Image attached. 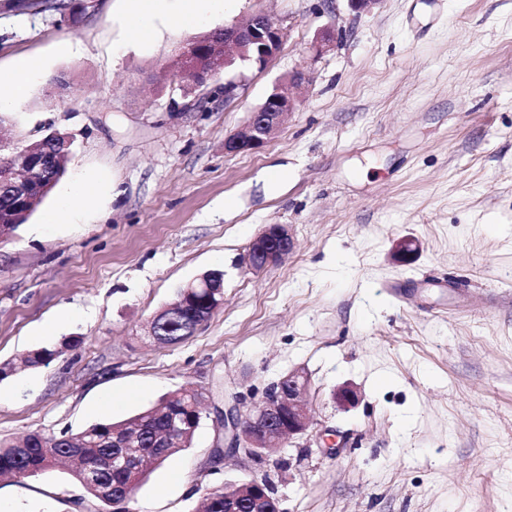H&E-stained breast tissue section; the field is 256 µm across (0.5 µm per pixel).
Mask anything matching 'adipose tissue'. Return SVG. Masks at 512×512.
I'll return each instance as SVG.
<instances>
[{
	"label": "adipose tissue",
	"mask_w": 512,
	"mask_h": 512,
	"mask_svg": "<svg viewBox=\"0 0 512 512\" xmlns=\"http://www.w3.org/2000/svg\"><path fill=\"white\" fill-rule=\"evenodd\" d=\"M209 0H126L127 37L140 40L154 20H175L184 25L195 23Z\"/></svg>",
	"instance_id": "ef3b65f1"
}]
</instances>
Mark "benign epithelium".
<instances>
[{"instance_id": "1", "label": "benign epithelium", "mask_w": 512, "mask_h": 512, "mask_svg": "<svg viewBox=\"0 0 512 512\" xmlns=\"http://www.w3.org/2000/svg\"><path fill=\"white\" fill-rule=\"evenodd\" d=\"M286 33L284 28L267 15H256L248 22L234 24L210 33V43L221 50L215 61L209 56H197L188 49L177 54V81L182 90L198 87L196 74L205 71L213 79L221 71L235 64L243 67L265 66L280 50ZM336 39L335 28L320 30L312 44L315 54L329 48ZM296 107L295 98L274 89L263 104L250 113L245 129L224 138V153L240 154L256 151L264 146L271 133ZM54 176L43 171L33 158L31 151L19 147L9 158L0 163V191L4 190L20 201L47 193ZM294 241L284 224H268L250 241L245 264L251 270H263L280 264L292 251ZM418 250L415 240H399L394 247V256L400 262L412 260ZM309 387L308 374L295 369L270 384L259 402L242 411L231 404L224 412V443L235 454L253 461L262 462L279 447V437L288 432V438L302 436L310 428L305 394ZM336 405L348 409L357 402L356 392L343 386L333 394ZM135 448L112 457L107 464L118 469H134Z\"/></svg>"}]
</instances>
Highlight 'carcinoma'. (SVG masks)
Masks as SVG:
<instances>
[{
    "mask_svg": "<svg viewBox=\"0 0 512 512\" xmlns=\"http://www.w3.org/2000/svg\"><path fill=\"white\" fill-rule=\"evenodd\" d=\"M41 161L56 176L64 175L66 158L59 156L48 143L43 146ZM220 300L221 295L212 291L188 294L184 302L167 307L157 315L155 339L168 344L185 339L211 316L215 304ZM198 396L197 390L184 388L168 397L166 404L158 410H145L119 422H97L76 435L31 434L25 438L22 448L1 440L0 475L33 476L47 470V462L69 458L77 462L76 478L89 495L99 498V487L107 485L112 489L114 498L129 503L132 501L131 472L116 469L90 471L85 463L119 452L115 436L132 435L140 446L137 475L138 479H143L159 460L165 461L179 450L191 446L195 431L202 421L201 412L196 410ZM226 495L239 499L240 512H252L251 502L239 496V488L226 490L222 486L205 494L204 512H224Z\"/></svg>",
    "mask_w": 512,
    "mask_h": 512,
    "instance_id": "1",
    "label": "carcinoma"
}]
</instances>
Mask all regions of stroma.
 <instances>
[{
	"mask_svg": "<svg viewBox=\"0 0 512 512\" xmlns=\"http://www.w3.org/2000/svg\"><path fill=\"white\" fill-rule=\"evenodd\" d=\"M0 0V67L36 56L0 136L75 137L55 188L0 234V439L122 421L190 385L205 416L192 444L139 483L135 512H197L206 489L267 476L283 512H512V0H221L192 26L126 38L124 0L72 23ZM265 14L286 31L233 100L215 77L198 107L173 87L177 48ZM343 36L323 54L319 29ZM298 70L308 84L289 87ZM297 108L259 151L228 154L273 89ZM96 196L45 223L66 190ZM294 248L244 263L265 225ZM414 239L408 262L397 240ZM224 302L161 344L151 318L208 269ZM70 322L52 326L60 312ZM81 342L64 347L65 338ZM58 349L49 364L20 366ZM301 368L312 426L255 463L224 442V398L259 401ZM359 400L337 407L334 390ZM345 437L339 456L321 430ZM7 512H107L56 465L0 478Z\"/></svg>",
	"mask_w": 512,
	"mask_h": 512,
	"instance_id": "stroma-1",
	"label": "stroma"
}]
</instances>
